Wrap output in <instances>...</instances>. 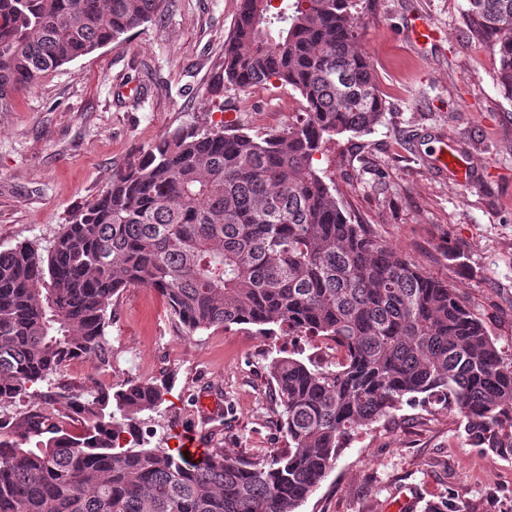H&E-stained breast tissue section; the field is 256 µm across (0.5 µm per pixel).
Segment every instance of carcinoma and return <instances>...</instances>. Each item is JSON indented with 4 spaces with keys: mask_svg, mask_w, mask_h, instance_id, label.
Listing matches in <instances>:
<instances>
[{
    "mask_svg": "<svg viewBox=\"0 0 512 512\" xmlns=\"http://www.w3.org/2000/svg\"><path fill=\"white\" fill-rule=\"evenodd\" d=\"M164 0H0V112L45 73L161 16ZM354 0H241L216 88L276 81L305 101L273 133L177 129L112 172L47 247L0 250V512H297L361 428L403 406L456 411L476 446L512 454V358L454 289L345 215L314 166L335 135L383 123ZM512 95V0H468ZM127 288L164 298L188 337L255 325L319 338L323 363L272 359L288 448L205 464L140 447L155 381L92 395L37 386L74 358H112L107 311ZM63 400L58 412L45 399Z\"/></svg>",
    "mask_w": 512,
    "mask_h": 512,
    "instance_id": "carcinoma-1",
    "label": "carcinoma"
}]
</instances>
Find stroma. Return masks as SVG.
Wrapping results in <instances>:
<instances>
[{"mask_svg":"<svg viewBox=\"0 0 512 512\" xmlns=\"http://www.w3.org/2000/svg\"><path fill=\"white\" fill-rule=\"evenodd\" d=\"M240 0H165L160 20L44 74L0 112V248L47 247L71 214L106 189L114 169L179 127L280 130L301 111L291 87L210 89ZM359 46L388 110L373 132L327 141L316 166L353 223L423 271L448 281L512 358V96L499 58L470 33L466 0H360ZM427 17L439 35L410 48L407 25ZM472 161L461 186L439 172V141ZM112 364L67 363L56 379L86 392L134 380L168 381L142 416L147 448L203 447L254 460L287 448L269 376L279 352L332 361L320 340L253 325L182 336L166 303L130 288L112 304ZM512 512V455L473 446L454 412L406 406L364 427L298 512Z\"/></svg>","mask_w":512,"mask_h":512,"instance_id":"35a3bbf8","label":"stroma"}]
</instances>
